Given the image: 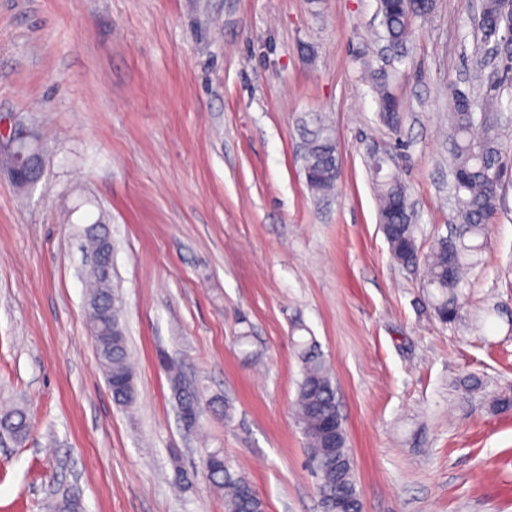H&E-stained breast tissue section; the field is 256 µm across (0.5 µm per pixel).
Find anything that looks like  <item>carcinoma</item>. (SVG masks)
Returning a JSON list of instances; mask_svg holds the SVG:
<instances>
[{
	"label": "carcinoma",
	"instance_id": "obj_1",
	"mask_svg": "<svg viewBox=\"0 0 512 512\" xmlns=\"http://www.w3.org/2000/svg\"><path fill=\"white\" fill-rule=\"evenodd\" d=\"M435 3L431 0H402V5L382 11L383 35L392 47H403L413 32V24L428 17ZM379 118L391 131H398L402 122V108L394 92L393 80L387 73L373 72ZM501 108L499 97L468 90L454 89L448 96V120L450 125L449 148L452 172H459L462 180L454 188L456 206L449 237H440L425 258H419L415 216L410 207L400 211L392 209V202L408 194L406 185L393 173H382V167L371 163L377 179L378 216L389 223L385 239L393 259L403 266L424 265L426 288L432 299L438 318L451 323L457 317V290L463 281L469 257L476 247L465 244V239L485 234L488 224L500 207V186L507 159L512 157V148L491 135L478 137L475 130L478 116L491 109ZM305 144L309 164L315 168V176L307 185L316 195L333 191L340 173V159L331 129L320 118L312 117L305 130ZM84 235L91 252L100 251L107 240L105 225L85 227ZM88 310L86 323L89 328L104 330L100 310L93 306L97 301L105 306L115 303L112 318L123 322L118 294L114 292L112 280L102 278L99 269L88 267ZM301 351L302 378L298 384L296 415L298 426L306 440L308 454L327 457L322 435V423L338 416L336 391L321 354L310 340L297 342ZM109 352L99 359L106 384L121 378L125 390L113 392L112 398L119 405L129 406L136 400L135 372L127 351L126 336L108 344ZM166 372L176 398L189 405L202 406L196 392L187 389L180 368L170 363ZM3 433L22 440L30 430V418L22 407L0 411ZM202 466L210 482L224 489L225 512H264L262 500L251 484L237 474L219 450L206 453ZM321 494H334L338 488L336 472L323 471L316 475Z\"/></svg>",
	"mask_w": 512,
	"mask_h": 512
}]
</instances>
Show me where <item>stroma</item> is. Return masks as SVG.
<instances>
[{
  "label": "stroma",
  "instance_id": "1",
  "mask_svg": "<svg viewBox=\"0 0 512 512\" xmlns=\"http://www.w3.org/2000/svg\"><path fill=\"white\" fill-rule=\"evenodd\" d=\"M480 3L437 0L399 61L377 0H0V119L45 159L24 189L0 171V405L32 418L0 447V512H47L62 491L83 512H224L198 467L214 450L265 512H321L294 412L303 339L336 388L364 512H512V410L492 405L512 393V178L444 324L422 268L390 255L368 166L389 155L429 251L454 209L451 88L512 97V75L476 62ZM368 60L398 79L399 133ZM315 114L341 161L326 197L302 169ZM97 220L129 407L86 328L79 230ZM166 359L202 398L196 428Z\"/></svg>",
  "mask_w": 512,
  "mask_h": 512
}]
</instances>
